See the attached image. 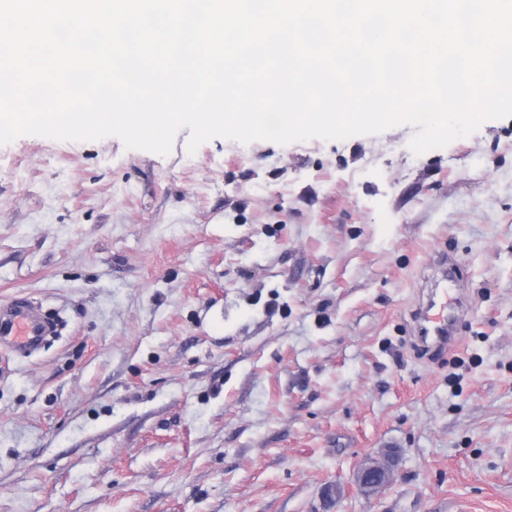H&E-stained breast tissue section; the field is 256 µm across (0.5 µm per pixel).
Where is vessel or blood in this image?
Segmentation results:
<instances>
[{
    "label": "vessel or blood",
    "instance_id": "obj_1",
    "mask_svg": "<svg viewBox=\"0 0 512 512\" xmlns=\"http://www.w3.org/2000/svg\"><path fill=\"white\" fill-rule=\"evenodd\" d=\"M441 279L434 291L415 313L419 348L428 355L454 349L459 344L456 324L461 311L452 295L455 271L449 270L447 257H440ZM52 318L42 314L37 302L15 298L0 303V344L17 350L36 348L54 330Z\"/></svg>",
    "mask_w": 512,
    "mask_h": 512
}]
</instances>
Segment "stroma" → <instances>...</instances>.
<instances>
[{"label": "stroma", "instance_id": "obj_1", "mask_svg": "<svg viewBox=\"0 0 512 512\" xmlns=\"http://www.w3.org/2000/svg\"><path fill=\"white\" fill-rule=\"evenodd\" d=\"M413 132L0 145V303L58 321L0 346V512H512V117ZM443 254L469 313L431 357ZM397 466L398 459L391 453L366 459L357 466L354 482L365 496L378 495L393 482Z\"/></svg>", "mask_w": 512, "mask_h": 512}]
</instances>
